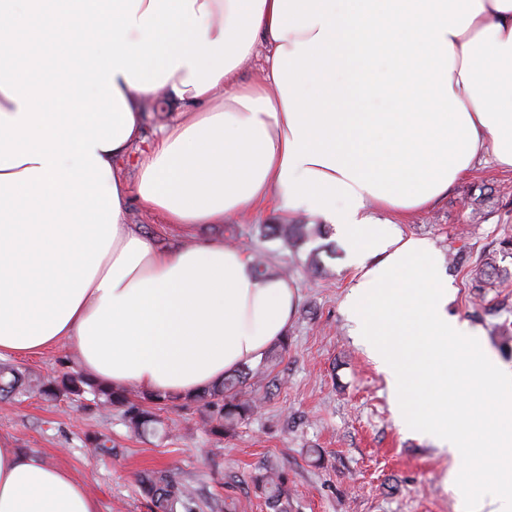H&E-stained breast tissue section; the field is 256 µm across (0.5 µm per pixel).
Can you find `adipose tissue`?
<instances>
[{
	"mask_svg": "<svg viewBox=\"0 0 512 512\" xmlns=\"http://www.w3.org/2000/svg\"><path fill=\"white\" fill-rule=\"evenodd\" d=\"M160 99L174 118L147 144ZM482 159L512 172V0H0V356L64 347L97 384L169 397L258 362L297 289L195 230L271 201L334 228L355 271L344 310L400 423L457 460L485 428L488 454L449 474L458 512H478L490 469L492 512H512V368L449 313L439 251L399 229ZM132 195L184 242L126 223ZM474 363L486 425L445 400ZM0 512L100 505L0 445Z\"/></svg>",
	"mask_w": 512,
	"mask_h": 512,
	"instance_id": "ef3b65f1",
	"label": "adipose tissue"
}]
</instances>
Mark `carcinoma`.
<instances>
[{"instance_id":"carcinoma-1","label":"carcinoma","mask_w":512,"mask_h":512,"mask_svg":"<svg viewBox=\"0 0 512 512\" xmlns=\"http://www.w3.org/2000/svg\"><path fill=\"white\" fill-rule=\"evenodd\" d=\"M263 237L277 239L288 247H295L315 237L327 234L324 224H263ZM270 358L266 357L256 367L243 366L224 380L205 390L196 399L204 402L208 415L204 420L206 431L224 437L234 431L238 423L255 412L254 401L246 397L244 383L248 378H263ZM37 389L48 399L83 398L92 396L99 408H123L122 416L127 429L146 438L163 429V422L152 409L131 399L126 389L102 387L75 372H61L43 380L21 372L11 365L0 366V402L11 401L31 389ZM256 489L264 495L271 512H288V480L284 473L267 470L253 478ZM144 497L151 503L153 512H195L196 503L192 490L166 470H144L138 477Z\"/></svg>"}]
</instances>
